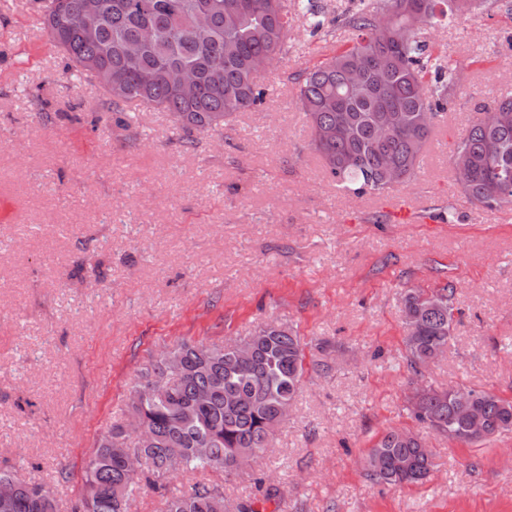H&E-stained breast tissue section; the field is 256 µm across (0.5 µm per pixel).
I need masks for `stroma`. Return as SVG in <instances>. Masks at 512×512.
<instances>
[{"label":"stroma","instance_id":"35a3bbf8","mask_svg":"<svg viewBox=\"0 0 512 512\" xmlns=\"http://www.w3.org/2000/svg\"><path fill=\"white\" fill-rule=\"evenodd\" d=\"M317 35L295 21L260 75L263 105L234 114L192 148L169 113L131 107L117 126L91 77L63 59L29 0H0V469L42 484L58 512L83 490V466L125 418L152 356L182 341L220 345L275 319L297 331L308 371L273 451L245 473L186 472L143 488L131 512L166 493L220 486L237 504L275 474L278 512H512V431L477 444L418 422L414 384L463 385L512 401V206L473 204L450 156L475 118L512 92V12L424 27L459 84L413 181L381 193L337 188L308 143L293 74L352 43L353 0H316ZM59 117L41 121L34 97ZM75 110L97 126L65 120ZM411 203L438 222L398 224ZM453 284L456 325L422 377L407 367L403 297ZM433 453L422 484L366 475L388 429Z\"/></svg>","mask_w":512,"mask_h":512}]
</instances>
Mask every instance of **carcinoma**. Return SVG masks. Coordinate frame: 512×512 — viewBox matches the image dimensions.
<instances>
[{
	"instance_id": "carcinoma-1",
	"label": "carcinoma",
	"mask_w": 512,
	"mask_h": 512,
	"mask_svg": "<svg viewBox=\"0 0 512 512\" xmlns=\"http://www.w3.org/2000/svg\"><path fill=\"white\" fill-rule=\"evenodd\" d=\"M44 12L51 42L63 52L68 78L93 75L107 93V110L123 114L132 102L171 114L186 132L224 127L234 113L264 103L266 89L254 67L272 62L288 37L284 0H33ZM482 0H358L342 24L355 32L351 46L294 75L297 104L311 128V146L336 184L347 191H382L392 166L400 183L412 180L434 121L452 103L458 78L446 58L433 57L420 39L424 25L472 14ZM97 13L88 30L84 17ZM207 21L201 23L199 16ZM409 27L402 39L384 28ZM360 81L349 82L351 68ZM197 80L195 94L178 88L183 71ZM381 124L391 134L378 135ZM470 172L455 177L470 201L494 209L512 204V94L500 96L456 144ZM450 283L429 294L411 290L404 312L415 328L407 331V361L416 376L448 346L454 319ZM237 355L224 345L184 341L152 358L131 390L128 414L136 415L153 435L148 448L137 447L126 424L112 425L85 466L86 491L71 512H130L141 486L170 470L235 471L242 452L264 455L305 375L300 337L270 322L241 340ZM431 388L414 395L415 418L465 443L481 442L512 431V401L477 392L476 413L485 434L467 433L447 397ZM140 454L144 463L131 471L126 459ZM369 476L395 486L416 485L433 467L432 453L412 433L390 430L370 448ZM14 480L18 490L0 512H57L49 491L18 474L0 470V482ZM164 512H260L256 502L234 506L215 486L196 484L165 500Z\"/></svg>"
}]
</instances>
